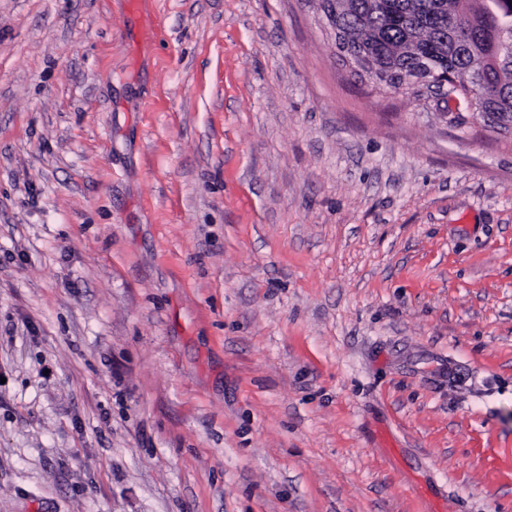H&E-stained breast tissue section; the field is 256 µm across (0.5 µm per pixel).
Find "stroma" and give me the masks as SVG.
Returning <instances> with one entry per match:
<instances>
[{"instance_id":"1","label":"stroma","mask_w":512,"mask_h":512,"mask_svg":"<svg viewBox=\"0 0 512 512\" xmlns=\"http://www.w3.org/2000/svg\"><path fill=\"white\" fill-rule=\"evenodd\" d=\"M0 512H512V136L312 0H0Z\"/></svg>"}]
</instances>
